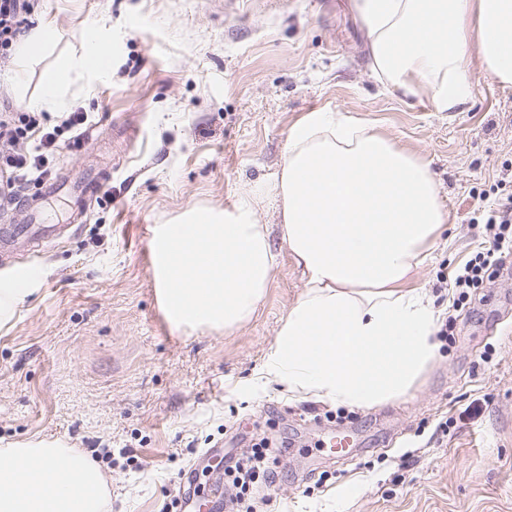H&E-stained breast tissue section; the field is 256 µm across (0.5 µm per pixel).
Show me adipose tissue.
<instances>
[{"mask_svg": "<svg viewBox=\"0 0 512 512\" xmlns=\"http://www.w3.org/2000/svg\"><path fill=\"white\" fill-rule=\"evenodd\" d=\"M372 76L450 112L469 97L465 63L512 86V0H354ZM109 40L95 37L44 84L57 106L71 75H101ZM271 194L283 236L306 277L265 365L292 394L368 409L404 396L439 356V315L408 282L448 215L428 166L390 137L338 112L306 114L288 134ZM254 196L231 210H196L154 229L156 276L168 320L230 329L249 319L277 255ZM106 477L76 450L28 442L0 449V512H103Z\"/></svg>", "mask_w": 512, "mask_h": 512, "instance_id": "1", "label": "adipose tissue"}]
</instances>
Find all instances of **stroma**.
<instances>
[{
    "label": "stroma",
    "mask_w": 512,
    "mask_h": 512,
    "mask_svg": "<svg viewBox=\"0 0 512 512\" xmlns=\"http://www.w3.org/2000/svg\"><path fill=\"white\" fill-rule=\"evenodd\" d=\"M57 37L22 80L0 69V108L23 111L91 29L112 42L103 75L76 73L42 128L86 117L48 155L53 176L109 179L70 221L47 200L52 242L0 244V284L38 273L0 320V448L58 441L98 453L106 512H161L190 484L209 512L230 458L268 440L278 480L255 512H512V269L472 292L454 334L399 399L350 410L302 398L263 374L305 279L265 189L288 133L310 112H343L391 137L433 173L448 222L410 285L448 311L442 278L491 237L483 201L512 196V87L478 53L470 96L453 112L372 77L350 0H37L23 23ZM261 202L278 255L254 315L230 330L176 329L155 279L153 228L193 208ZM352 431V459H330Z\"/></svg>",
    "instance_id": "obj_1"
}]
</instances>
